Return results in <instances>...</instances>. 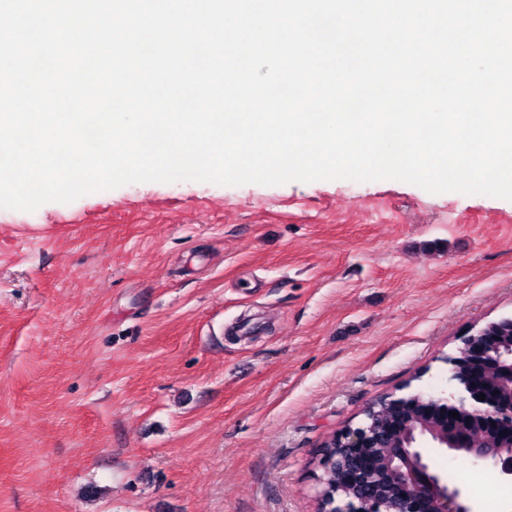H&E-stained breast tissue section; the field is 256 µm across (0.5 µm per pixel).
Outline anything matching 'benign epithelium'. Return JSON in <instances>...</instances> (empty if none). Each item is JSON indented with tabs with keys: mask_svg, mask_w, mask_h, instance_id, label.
Returning <instances> with one entry per match:
<instances>
[{
	"mask_svg": "<svg viewBox=\"0 0 512 512\" xmlns=\"http://www.w3.org/2000/svg\"><path fill=\"white\" fill-rule=\"evenodd\" d=\"M463 344L467 350L463 361L447 358L453 391L446 396H429V404L439 408L442 430L400 434L378 467L360 457L351 464L340 460L345 480L336 489L323 480V512H476L477 504L467 491L448 484V478L432 466L426 448L462 456L474 464H490L504 480L512 482V436L497 448H483L471 435L476 418L492 434L512 428V397L505 396L507 392L512 394V346L499 349L482 336H466ZM491 367L497 374L494 385L486 380ZM375 402L394 419L404 418L402 396L387 393ZM452 412L458 417L450 416ZM378 433L376 421L368 417L348 427L335 441L337 446L355 451L369 446Z\"/></svg>",
	"mask_w": 512,
	"mask_h": 512,
	"instance_id": "7a95c632",
	"label": "benign epithelium"
}]
</instances>
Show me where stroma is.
<instances>
[{"mask_svg": "<svg viewBox=\"0 0 512 512\" xmlns=\"http://www.w3.org/2000/svg\"><path fill=\"white\" fill-rule=\"evenodd\" d=\"M512 315V200L143 182L0 208V512H316L321 444ZM480 506L487 465L432 453Z\"/></svg>", "mask_w": 512, "mask_h": 512, "instance_id": "35a3bbf8", "label": "stroma"}]
</instances>
